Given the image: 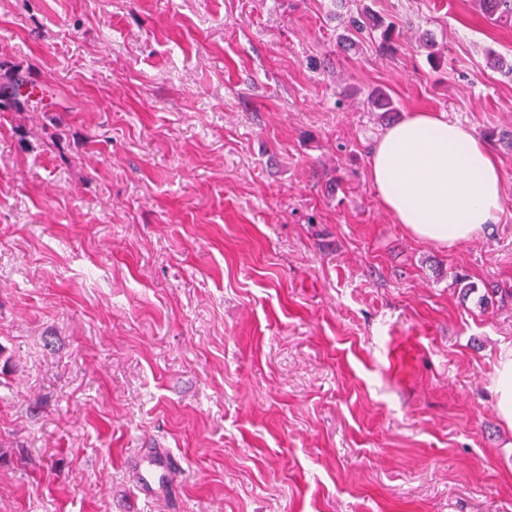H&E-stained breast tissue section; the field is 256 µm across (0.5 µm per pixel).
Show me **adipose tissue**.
I'll return each instance as SVG.
<instances>
[{"mask_svg":"<svg viewBox=\"0 0 512 512\" xmlns=\"http://www.w3.org/2000/svg\"><path fill=\"white\" fill-rule=\"evenodd\" d=\"M369 175L384 208L419 239L452 246L495 223L504 203L499 168L469 128L411 112L376 142Z\"/></svg>","mask_w":512,"mask_h":512,"instance_id":"1","label":"adipose tissue"}]
</instances>
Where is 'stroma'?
<instances>
[{"label":"stroma","instance_id":"35a3bbf8","mask_svg":"<svg viewBox=\"0 0 512 512\" xmlns=\"http://www.w3.org/2000/svg\"><path fill=\"white\" fill-rule=\"evenodd\" d=\"M365 6L393 54L337 50ZM490 48L511 62L512 27L475 0H0V88L44 91L0 106V512H512ZM377 87L487 139L496 223L452 247L397 224ZM141 448L168 493H139ZM497 390L499 392L498 412L509 424H512V361L500 371Z\"/></svg>","mask_w":512,"mask_h":512}]
</instances>
